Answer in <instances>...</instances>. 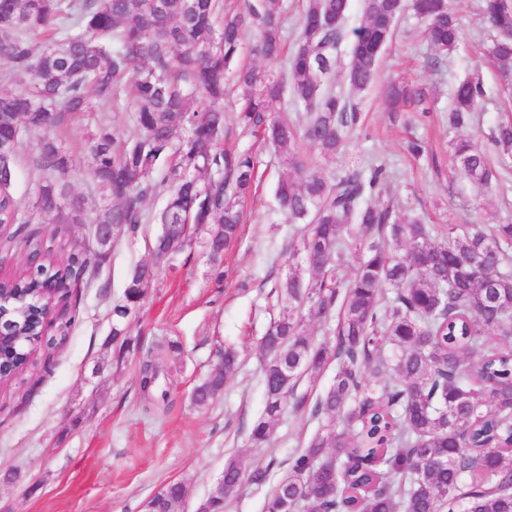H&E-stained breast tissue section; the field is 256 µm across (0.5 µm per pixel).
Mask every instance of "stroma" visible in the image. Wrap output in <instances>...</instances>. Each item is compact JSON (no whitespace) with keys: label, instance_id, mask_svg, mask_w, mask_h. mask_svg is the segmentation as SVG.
I'll use <instances>...</instances> for the list:
<instances>
[{"label":"stroma","instance_id":"35a3bbf8","mask_svg":"<svg viewBox=\"0 0 512 512\" xmlns=\"http://www.w3.org/2000/svg\"><path fill=\"white\" fill-rule=\"evenodd\" d=\"M463 41L451 57L436 60L424 36V24L404 11L379 63L372 86L352 93L341 58L331 78L337 94L352 98L359 121L336 155L318 158L326 174L351 167L385 165L389 191L376 202L398 217L420 215L430 224H481L512 220V167L503 170L498 188L489 191L465 181L452 157L447 115L452 90L461 79H479L488 97L461 137L490 148V134L502 120L512 121V88L493 65L487 49L493 37L479 0H457ZM407 84L413 98L391 104L385 88ZM91 121L75 119L54 132L75 165L68 175L72 190L89 210L103 205L88 167ZM426 150L413 157L411 138ZM258 157L256 193L247 204L248 221L222 263L205 248L206 229L161 266L140 309L132 315L135 351L118 357L108 341L112 307L124 293L136 265L151 261L156 224L117 241L108 259L87 281L71 287L69 302L79 317L56 347L39 349L49 357L0 389V512H141L142 503L165 484L180 481L189 495L184 512L215 489L228 458L246 469L268 472L265 484H245L229 512H262L266 495L288 473V459L316 431L317 420L285 411L273 427L270 443L252 447L249 433L264 406L259 342L279 310L270 296L272 282L285 274L283 253L292 226L275 198L279 180L290 170L263 143ZM57 236L92 250L91 224L60 227L0 225V276L16 270V257L28 236ZM172 341L180 353L168 359L171 407L145 413L136 382L139 355L156 342ZM240 353V368L208 409L191 402L194 387L214 368L224 346Z\"/></svg>","mask_w":512,"mask_h":512}]
</instances>
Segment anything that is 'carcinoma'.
Instances as JSON below:
<instances>
[{"instance_id": "carcinoma-1", "label": "carcinoma", "mask_w": 512, "mask_h": 512, "mask_svg": "<svg viewBox=\"0 0 512 512\" xmlns=\"http://www.w3.org/2000/svg\"><path fill=\"white\" fill-rule=\"evenodd\" d=\"M441 55L455 53L462 27L454 0H412ZM349 0H306L297 41L278 75L236 64L245 30L260 34L256 52L274 64L283 56L287 15L280 0H251L227 13L224 0H0V79L30 82L0 92V175H13L23 137L39 136L35 202L28 205L0 183V224H27L35 209L50 224H84L86 201L67 175L73 158L49 137L68 119L95 123L90 174L110 204L93 224H117L115 238L97 251L73 250L59 268L53 248L28 241L19 256L25 270L0 281V299L15 333L16 352L0 355V385L37 365L44 310L69 315V296L52 291L67 279L80 283L123 236L145 223L144 203L162 189L167 202L153 262L129 274L123 299L112 307V343L133 348L130 317L163 260L183 248L192 230L207 227L205 247L219 260L236 242L246 219L257 161L250 145L224 148L225 81L244 89L234 122L242 135L260 136L283 157L292 175L276 197L296 234L288 266L304 263L272 287L281 310L261 338L264 410L250 440L266 445L287 407L311 408L319 429L289 462L288 475L270 491L264 512H512V222L490 232L470 224L439 227L419 217L398 218L388 205L364 198L388 184L382 166L355 167L328 176L301 154V142L324 157L336 154L357 124L356 105L330 79L349 46L348 80L364 91L394 36L402 0H363L365 22L348 29ZM496 32L489 58L512 73V4L481 0ZM144 66L137 68L135 63ZM486 96L471 79L454 89L448 129L468 126ZM130 98L136 105L124 138L110 131L105 113ZM206 105L195 106L198 99ZM290 99L304 111L298 125L281 115ZM499 162L512 160V122L491 134ZM460 172L489 188L500 179L487 152L468 140L451 143ZM359 241L351 278L340 275L347 240ZM417 246L402 260L391 244ZM337 317L321 341L306 333L308 319ZM180 351L158 342L139 362L145 409L164 411L169 391L166 359ZM336 361L333 383L310 401L301 380ZM238 353L224 348L214 371L192 393L206 408L234 376ZM268 470L246 473L231 458L222 483L205 502L224 509L245 482L262 484ZM187 487L171 481L149 499L152 512H180Z\"/></svg>"}]
</instances>
